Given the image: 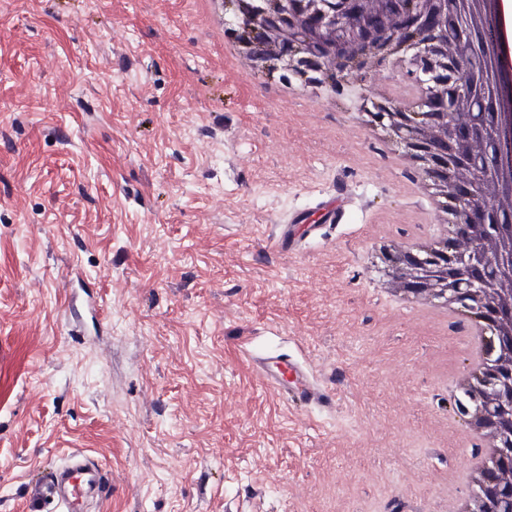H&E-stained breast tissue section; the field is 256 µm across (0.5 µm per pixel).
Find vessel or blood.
<instances>
[{"mask_svg":"<svg viewBox=\"0 0 512 512\" xmlns=\"http://www.w3.org/2000/svg\"><path fill=\"white\" fill-rule=\"evenodd\" d=\"M345 204L342 199L318 201L313 212H292L280 225L274 247L289 251L313 234L318 224H311L310 214H318L324 224L340 223ZM257 381L281 398L300 408L330 407L334 393L316 383L307 368L297 358L274 354L254 360ZM107 475L98 460L83 450H74L59 462L44 466L28 478L24 496L27 512H84L88 500H103L109 496Z\"/></svg>","mask_w":512,"mask_h":512,"instance_id":"1","label":"vessel or blood"}]
</instances>
